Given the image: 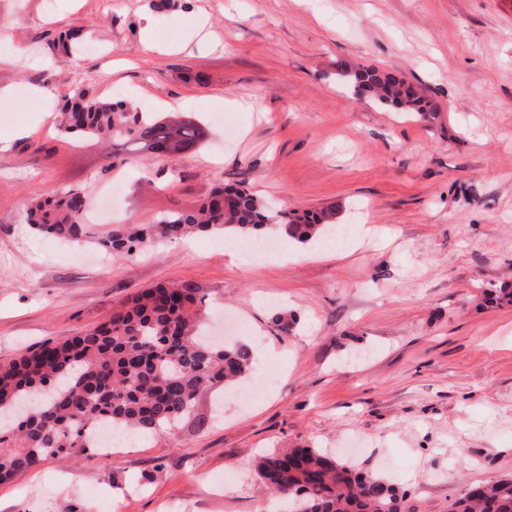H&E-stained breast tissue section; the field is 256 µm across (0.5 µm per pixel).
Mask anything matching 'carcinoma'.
<instances>
[{
    "instance_id": "obj_1",
    "label": "carcinoma",
    "mask_w": 512,
    "mask_h": 512,
    "mask_svg": "<svg viewBox=\"0 0 512 512\" xmlns=\"http://www.w3.org/2000/svg\"><path fill=\"white\" fill-rule=\"evenodd\" d=\"M86 38L72 27L48 43L45 53L65 63ZM354 94L393 106L423 120L439 106L413 90L404 77L375 66L336 64ZM60 131L97 138L118 149L137 144L154 158L197 150L201 128L178 117L142 112L130 101L103 100L90 86L74 89L57 113ZM26 222L38 236L67 242L87 237L84 197L64 190L28 202ZM340 206L301 213L271 210L237 185L216 187L200 206L173 212L153 224H119L97 241L106 252L128 255L143 246L205 233L230 239H260L270 225L289 240L320 242L336 225ZM492 304H512V283L485 294ZM204 297L191 282L159 284L117 302L102 323L81 336L48 341L0 364V483L44 458H79L89 436L108 423L129 437L172 436L198 396L229 388L246 376L251 349L215 344L202 332ZM259 477L294 501L289 512H404V494L384 477L359 470L315 448H289L260 459ZM449 512H512V476L473 485Z\"/></svg>"
}]
</instances>
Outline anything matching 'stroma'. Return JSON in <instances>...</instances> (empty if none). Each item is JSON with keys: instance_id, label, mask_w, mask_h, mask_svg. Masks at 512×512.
<instances>
[{"instance_id": "obj_1", "label": "stroma", "mask_w": 512, "mask_h": 512, "mask_svg": "<svg viewBox=\"0 0 512 512\" xmlns=\"http://www.w3.org/2000/svg\"><path fill=\"white\" fill-rule=\"evenodd\" d=\"M71 27L89 37L61 71L43 48ZM341 60L420 85L435 119L354 95ZM85 84L198 122L204 145L106 168L96 140L51 118ZM0 136V363L188 281L213 331L272 374L251 403L203 392L175 437L44 459L0 485V512H282L256 472L281 448L382 475L405 512L512 476V305L483 299L512 282V0H0ZM220 183L281 210L339 205L348 237L264 257L214 237L100 251L116 225ZM62 189L91 209L116 192L77 245L25 222L27 201Z\"/></svg>"}]
</instances>
